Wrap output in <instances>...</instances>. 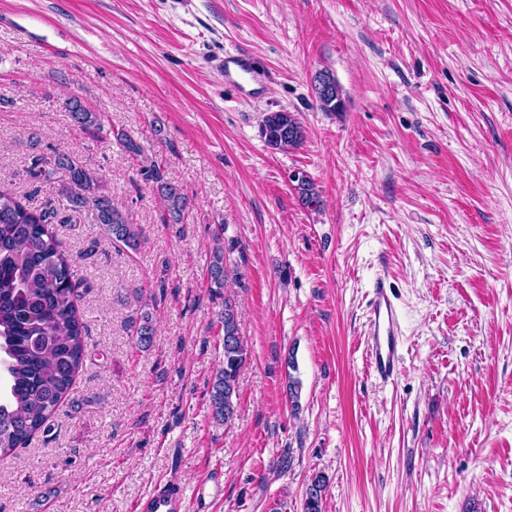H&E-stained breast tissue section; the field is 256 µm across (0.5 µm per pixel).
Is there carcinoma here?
<instances>
[{
	"label": "carcinoma",
	"instance_id": "1",
	"mask_svg": "<svg viewBox=\"0 0 512 512\" xmlns=\"http://www.w3.org/2000/svg\"><path fill=\"white\" fill-rule=\"evenodd\" d=\"M316 87L317 102L324 112H341L344 99L334 76L324 72ZM63 107L79 129L101 133L100 113L92 112L76 97ZM113 138L132 157L143 158L142 175L155 184L164 207V223L180 224L190 202L181 189L164 180L156 161L144 157L142 145L124 130L112 132ZM261 135L273 150L300 146L304 127L290 112H268L261 124ZM39 140L30 139L36 151L27 168L37 182H50L62 170L66 182L58 195L64 208L87 211L92 222L100 224L115 243L134 250L138 232L130 213L112 204L101 177L67 153L48 157L37 152ZM302 202L318 203L315 183L305 174L295 179ZM55 211L38 210L27 198L0 191V370L3 371L4 396L0 398V458L12 455L39 432L48 430V422L67 395L75 377L83 368L87 353L86 325L83 322L75 271L70 256L61 249L51 228ZM208 276L216 287H224L228 277L224 250L213 251ZM224 362L211 383L209 404L214 419L228 424L238 416L239 374L246 350L238 328L234 306L224 301ZM138 343H152V315L144 314L135 330ZM326 477L316 474L307 485L304 512H322Z\"/></svg>",
	"mask_w": 512,
	"mask_h": 512
}]
</instances>
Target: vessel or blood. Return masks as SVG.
<instances>
[{"label": "vessel or blood", "mask_w": 512, "mask_h": 512, "mask_svg": "<svg viewBox=\"0 0 512 512\" xmlns=\"http://www.w3.org/2000/svg\"><path fill=\"white\" fill-rule=\"evenodd\" d=\"M213 67L223 73L225 83L234 85L241 94L251 99L261 97V75L249 53H225L215 59ZM366 348L370 374L384 383L394 380L399 371L402 350L400 313L393 288L382 278L377 279L372 287ZM184 499L183 488L171 481L137 503L135 512H182Z\"/></svg>", "instance_id": "obj_1"}]
</instances>
